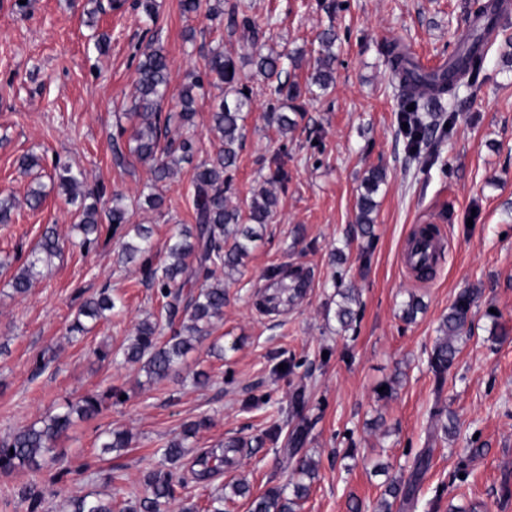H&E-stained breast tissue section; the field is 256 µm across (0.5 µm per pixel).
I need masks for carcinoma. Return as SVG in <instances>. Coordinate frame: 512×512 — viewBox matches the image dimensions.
Returning <instances> with one entry per match:
<instances>
[{
    "label": "carcinoma",
    "instance_id": "carcinoma-1",
    "mask_svg": "<svg viewBox=\"0 0 512 512\" xmlns=\"http://www.w3.org/2000/svg\"><path fill=\"white\" fill-rule=\"evenodd\" d=\"M181 10L187 15L205 11L212 20L228 19V26L238 31L242 39L252 43L254 52L249 65L250 75L242 72L236 55L230 49L217 45L204 56L203 70L191 71L184 77L173 95L176 110L165 111L169 94V60L153 36L142 52L138 64L136 95L131 115L138 119L130 140L135 146L130 155L150 165L153 181L163 182L171 178L177 166L191 162L196 149L195 117L199 108L206 106L210 112V132L218 139L220 147L213 157L194 167L193 208L195 225L182 226L172 233L163 246V256L152 265L155 244L150 228L135 225L119 237L120 255L128 262L144 259L146 274L162 299L165 319L180 318V328L166 341H158L159 319L146 318L135 329V336L124 350L125 360L139 363L152 379L164 378L178 371L186 355L195 343L208 334L211 321L224 314V274L244 266L252 250V244L262 238V231L274 215L278 196L272 186L286 188L288 170L285 169L283 149L275 151L269 159L268 187L252 195L243 205H231L227 193L233 190V172L236 169L238 150L243 137L244 121L253 101L252 79L259 77L266 83L269 99L267 111L281 135L297 127L293 115L302 111L298 100H316L323 96L333 82L332 62L336 58L335 32L329 30L319 37L317 55L310 62V74L305 83L284 80L282 73L290 56L264 51L259 43L260 30L256 21L241 6L234 4L224 9V0H181ZM503 13L500 3H481L469 11L472 21L467 30L458 35L454 54L448 65L426 68L402 51L388 52L391 75L398 82L402 111L400 122L407 124L410 158L425 162L423 148L431 145L437 133H445L446 119L434 115L429 108L445 99L456 97L459 83L472 87L482 72L486 60L487 41L479 23L495 20ZM222 85L224 93L211 98L205 85ZM180 129L177 137L167 138L171 125ZM380 169H372L363 179L364 192L357 202V222L361 237L373 240L374 218L377 207L375 196L384 183ZM52 179L56 180L67 201L92 198L99 200L103 190L87 184V175L59 160L53 164ZM108 221L112 233H117L128 223V208L119 194L112 195V206L105 212L97 204H81L75 210L72 229L80 236L81 246L94 243L101 232L103 221ZM61 253V242L56 230L48 227L40 241L30 250L26 259L14 273L11 288L18 294L27 292L41 269L52 264ZM272 276L279 278L281 288L278 299L292 301L299 294L297 283L307 277L300 268H278ZM203 281L198 290L196 282ZM474 289L462 291L441 323L440 336L428 357L437 388H442L448 372L459 353V342L475 302ZM340 301L336 303L334 316L341 328L346 329L355 320L353 305L359 302L357 289H337ZM116 306L108 288L86 299L78 308L70 332H86L85 323H95L106 317ZM121 395V391L109 388L103 393L85 395L66 403L62 411L45 417L33 424L19 428L14 434L0 439V471L27 468L40 470L44 465H56L51 476L53 485H64L73 479V471L61 465L56 444L62 434L73 424V419L88 420L102 412L105 400ZM206 425L200 419L183 425L181 433L173 437L164 448L167 465L149 470L143 478L144 495L128 508V512H164V507L176 500V487L183 486L186 478L179 470L180 461L188 453V440ZM308 434L306 422L298 423L288 438L291 454L298 453ZM129 437L121 430H110L102 448L108 452H120L128 447ZM244 444L229 439L224 445L204 451L196 457L199 469L193 472L197 479H205L225 465H231V453H237ZM430 449L421 451L415 458L407 478H391L376 512H402L414 495L430 468ZM316 464L310 459H300L295 474L297 478L288 488L272 487L253 497L247 484L230 485V493L219 492L208 505V512H224V500L231 497H248L249 512H294L299 501L305 499L315 479ZM18 495L28 502V512H45V489L35 482L22 484ZM66 512H113L112 502L97 495H83L67 501Z\"/></svg>",
    "mask_w": 512,
    "mask_h": 512
}]
</instances>
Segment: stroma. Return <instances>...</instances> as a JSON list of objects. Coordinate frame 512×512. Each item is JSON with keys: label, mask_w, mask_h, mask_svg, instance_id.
Segmentation results:
<instances>
[{"label": "stroma", "mask_w": 512, "mask_h": 512, "mask_svg": "<svg viewBox=\"0 0 512 512\" xmlns=\"http://www.w3.org/2000/svg\"><path fill=\"white\" fill-rule=\"evenodd\" d=\"M267 46L313 56L318 35L334 30V83L308 101L298 126L281 136L266 117L267 96L253 80L254 106L234 172L232 202L259 190L268 161L285 150L288 188L239 273L225 285L223 318L208 341L190 352L179 374L152 380L124 361L136 324L158 314L161 299L141 263H121L118 244L101 233L81 247L71 231L73 207L49 175L55 160L83 170L105 195L122 193L130 224L151 227L164 245L179 225L195 222L192 177L218 142L207 109L195 121L199 142L192 163L178 165L161 184L165 204L145 206L151 175L135 157L117 164L112 136L131 128L140 53L150 39L133 0H0V194L18 205L0 225V260L26 255L45 226H56L64 248L51 270L26 294H14L13 269L0 268V438L67 401L108 388L125 399L107 404L98 418L75 421L58 442L65 465L76 470L49 512L65 499L93 493L116 506L143 493V476L160 467L167 442L184 423L207 418L181 462L183 491L207 508L222 486L246 481L252 494L286 485L297 465L288 450V415L298 383L308 388L311 422L302 452L318 465L309 496L296 512H373L385 489L376 463L408 476L416 455L431 451V467L406 512H512V28L492 40L478 89L461 87L447 137L432 144L428 163L410 160L400 107L383 53L407 48L422 65L443 64L465 29L470 0H245ZM158 29L170 62L172 86L201 67L218 43L249 55V43L204 14L184 15L179 0H156ZM94 10V26L81 14ZM194 40H186L187 31ZM107 34L104 51L93 37ZM42 155L45 200L31 210L24 199L33 181L19 160ZM386 181L376 197L374 238L355 234L357 200L368 170ZM420 224H434L449 250L433 277L419 281L401 264L402 250ZM304 268L310 284L295 305H263L272 269ZM109 286L123 305L79 338L69 328L83 297ZM359 291L358 316L349 329L334 317L336 288ZM480 291L473 322L444 388L428 367L438 326L458 294ZM424 309L402 317L409 297ZM224 346L211 356L212 341ZM111 350L100 358L102 350ZM48 366L34 374L36 358ZM295 363L283 376L282 361ZM204 371L207 387L192 375ZM452 411L458 429L433 438L435 409ZM278 441L256 445L272 421ZM131 436L129 448L103 453V431ZM236 438L233 465L205 481L191 479L196 454Z\"/></svg>", "instance_id": "1"}]
</instances>
